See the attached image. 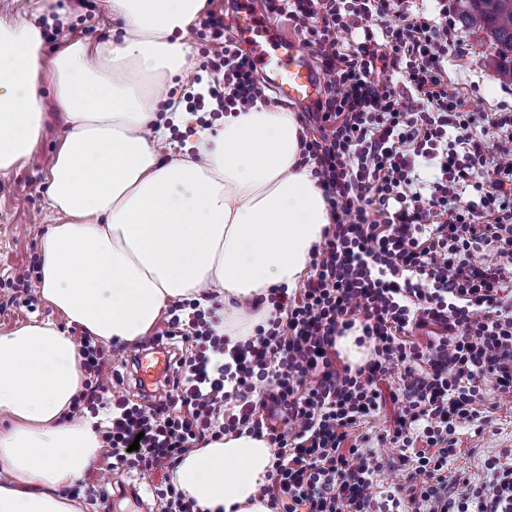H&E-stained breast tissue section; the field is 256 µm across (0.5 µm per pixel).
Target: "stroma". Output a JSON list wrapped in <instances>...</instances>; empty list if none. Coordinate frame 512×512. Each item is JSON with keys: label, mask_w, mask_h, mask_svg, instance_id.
<instances>
[{"label": "stroma", "mask_w": 512, "mask_h": 512, "mask_svg": "<svg viewBox=\"0 0 512 512\" xmlns=\"http://www.w3.org/2000/svg\"><path fill=\"white\" fill-rule=\"evenodd\" d=\"M66 6L69 10L67 23L55 21L43 25L46 53H53L70 40L96 42L122 36L120 22L108 18L102 0H89L84 7L77 0H66ZM448 23L454 28V37L460 39L468 53L464 66L449 63L448 76L466 95L469 110L512 111V84L502 83L496 72L489 35L455 14L449 17ZM41 95L44 121L34 150L8 174H0V334L32 322L50 320L61 327L66 324L65 319L45 303L29 308L17 301L12 286L14 278L40 262V241L49 228L45 177L65 130L62 110L50 87H42ZM107 348L112 355V376L106 381L109 391L137 398L140 390L135 369L129 362L134 344L113 341ZM399 379L400 374L395 371L382 382L383 405L362 426L371 438L373 458L382 466L378 482L384 488L394 483L400 466L394 448L378 440L377 435L392 428L400 411L390 397ZM484 395L482 407L488 412L489 421L480 431L471 425L462 428L460 451L448 462L449 479L459 478L463 473L480 475L487 457L512 448V407L500 405L494 388H486ZM93 465L92 479L99 484L103 495L85 499V512H162L164 482L161 473L147 476L136 470L123 475L112 473L102 448L98 449Z\"/></svg>", "instance_id": "obj_1"}]
</instances>
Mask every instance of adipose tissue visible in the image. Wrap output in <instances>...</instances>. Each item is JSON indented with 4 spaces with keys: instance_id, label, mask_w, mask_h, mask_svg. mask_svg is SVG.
I'll use <instances>...</instances> for the list:
<instances>
[{
    "instance_id": "ef3b65f1",
    "label": "adipose tissue",
    "mask_w": 512,
    "mask_h": 512,
    "mask_svg": "<svg viewBox=\"0 0 512 512\" xmlns=\"http://www.w3.org/2000/svg\"><path fill=\"white\" fill-rule=\"evenodd\" d=\"M205 4L105 0L122 40L70 41L50 58L37 21L0 16V172L38 140L43 83L67 118L37 295L104 342H136L170 302L214 292L235 345L268 318L258 298L299 286L332 222L294 113L258 101L202 126L169 101ZM174 125L194 133L172 141ZM83 384L77 346L53 322L0 335V512H84L62 494L100 446L91 421L66 417ZM272 458L266 439L230 434L188 451L172 481L203 512H274L259 493Z\"/></svg>"
}]
</instances>
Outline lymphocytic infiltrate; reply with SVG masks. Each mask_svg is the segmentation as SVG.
<instances>
[{
  "instance_id": "f902f5d3",
  "label": "lymphocytic infiltrate",
  "mask_w": 512,
  "mask_h": 512,
  "mask_svg": "<svg viewBox=\"0 0 512 512\" xmlns=\"http://www.w3.org/2000/svg\"><path fill=\"white\" fill-rule=\"evenodd\" d=\"M311 48L327 76L303 139L333 218L299 291L274 288L272 313L254 337L227 348L195 299L171 308L166 339L189 343L162 395L109 397L107 348L80 337L87 373L68 418L109 408L102 434L112 471L174 467L193 443L233 433L275 449L260 492L279 512H512V450L448 489L460 428L481 418L486 385L512 399V113L471 112L448 78V10L407 0H266ZM222 79L207 94L213 117L248 109L262 92L232 26L202 22ZM497 139L487 151L477 131ZM478 202L461 206L465 187ZM495 248L497 260L486 259ZM435 327L433 340L413 342ZM360 328L374 356L338 365V337ZM404 370L390 444L401 473L376 493L380 466L356 430L383 401L391 366ZM269 383L254 399L255 379Z\"/></svg>"
}]
</instances>
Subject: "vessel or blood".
<instances>
[{"mask_svg": "<svg viewBox=\"0 0 512 512\" xmlns=\"http://www.w3.org/2000/svg\"><path fill=\"white\" fill-rule=\"evenodd\" d=\"M237 35L250 41L253 62L268 84L282 97L298 104L304 111H312L324 87L321 74L311 60V54L295 39L282 34L269 16H256L244 11L234 18ZM140 380L147 381L166 373L171 361L164 351L139 356Z\"/></svg>", "mask_w": 512, "mask_h": 512, "instance_id": "vessel-or-blood-1", "label": "vessel or blood"}]
</instances>
